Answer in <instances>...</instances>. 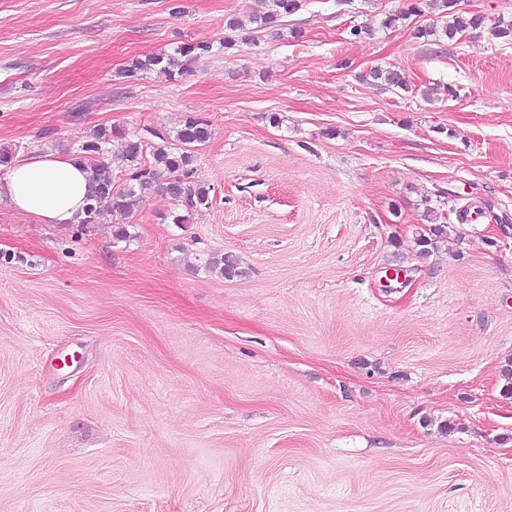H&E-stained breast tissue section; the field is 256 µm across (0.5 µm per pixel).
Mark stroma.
Masks as SVG:
<instances>
[{"label": "stroma", "mask_w": 512, "mask_h": 512, "mask_svg": "<svg viewBox=\"0 0 512 512\" xmlns=\"http://www.w3.org/2000/svg\"><path fill=\"white\" fill-rule=\"evenodd\" d=\"M407 4L227 49L263 0H0V152L211 129L187 224L161 189L126 241L0 198V512H512V41L384 27ZM187 41L190 76L119 77ZM455 232L453 224H434L428 229H422L418 232L416 245L420 247L419 253L422 256H428L433 250L438 248L439 243L448 240L451 233ZM206 269L217 271L225 278H233L240 276L243 271L240 263L232 254H216L210 256L205 261Z\"/></svg>", "instance_id": "1"}]
</instances>
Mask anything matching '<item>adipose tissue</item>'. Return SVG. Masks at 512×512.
<instances>
[{
	"instance_id": "1",
	"label": "adipose tissue",
	"mask_w": 512,
	"mask_h": 512,
	"mask_svg": "<svg viewBox=\"0 0 512 512\" xmlns=\"http://www.w3.org/2000/svg\"><path fill=\"white\" fill-rule=\"evenodd\" d=\"M88 176L79 160L54 154L16 159L0 177V196L45 224H74L87 204Z\"/></svg>"
}]
</instances>
